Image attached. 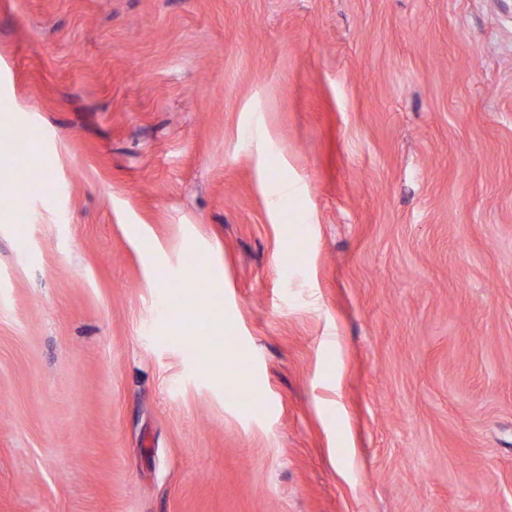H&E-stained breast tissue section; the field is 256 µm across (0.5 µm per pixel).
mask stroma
<instances>
[{"mask_svg":"<svg viewBox=\"0 0 512 512\" xmlns=\"http://www.w3.org/2000/svg\"><path fill=\"white\" fill-rule=\"evenodd\" d=\"M0 512H512V0H0Z\"/></svg>","mask_w":512,"mask_h":512,"instance_id":"obj_1","label":"stroma"}]
</instances>
